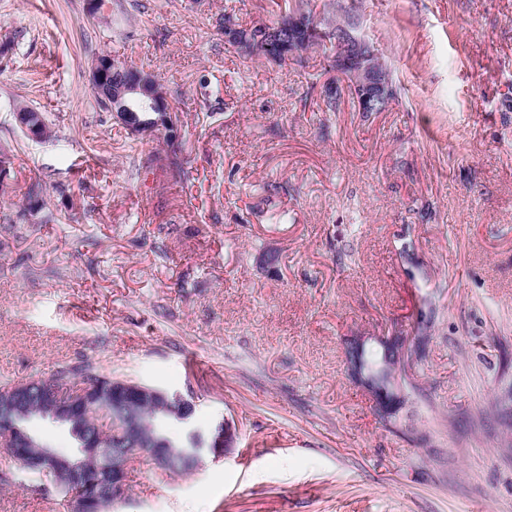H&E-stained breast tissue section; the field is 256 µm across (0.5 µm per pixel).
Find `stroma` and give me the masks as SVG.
<instances>
[{"instance_id": "1", "label": "stroma", "mask_w": 512, "mask_h": 512, "mask_svg": "<svg viewBox=\"0 0 512 512\" xmlns=\"http://www.w3.org/2000/svg\"><path fill=\"white\" fill-rule=\"evenodd\" d=\"M0 0V384L61 363L176 390L232 450L167 476L147 455L114 512H512V0H344L400 88L321 109L304 65L243 54L222 15L273 0ZM105 52L167 88L170 135L98 107ZM49 139L13 129L15 101ZM44 181L38 208L27 188ZM423 324L402 428L344 340ZM0 451V512H71ZM17 106H23V108L26 112H15L14 119L17 122V124L20 127H22L23 130L31 138L38 139V135L34 132L33 127L29 125V118H28L27 112H30L31 116L33 117L34 122L38 123V125H39L40 139H44L50 134L51 128L49 126L47 116H45L43 112H39V110H37L36 108H33L29 104H26L23 102L17 103L15 107H17ZM17 129L25 136H28L21 128L18 127Z\"/></svg>"}]
</instances>
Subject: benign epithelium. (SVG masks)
<instances>
[{"label": "benign epithelium", "instance_id": "benign-epithelium-1", "mask_svg": "<svg viewBox=\"0 0 512 512\" xmlns=\"http://www.w3.org/2000/svg\"><path fill=\"white\" fill-rule=\"evenodd\" d=\"M224 35L234 42L243 51L251 52L260 45L275 39H288V61L296 62L304 58L305 44L311 37H321L326 44L333 48L331 68L336 72V80L324 87L325 96L330 98L348 99L354 104L357 112H383L390 101L392 84L384 68L379 54L362 35L358 33V22L350 12L336 10V14L325 20L320 16L310 15L305 11L296 10L288 12V25L278 24L275 27H266L262 31L253 33L240 32L234 26L228 25ZM117 65L109 61L95 58L88 66L91 84L99 91L108 86L112 71ZM145 88L138 84L129 86L127 103L123 105L124 112L117 115L121 121L130 123L131 129L138 134H147L155 131V127L137 122L133 116L137 112H153L157 110V103L142 96ZM422 336H391L371 338L369 336H350L345 341V349L362 351L371 345L379 347H393L397 361L396 369L388 375L391 384V399L381 396V390L372 382L358 365L348 366L350 378L374 399L378 418L385 424L396 427L394 420L396 409L402 408L406 396L404 383L410 381L409 367L420 355L423 348ZM91 386L83 384L72 393L64 396L52 384H38L34 388L19 389L13 396V404L17 407L31 405L32 401L39 400L47 408L49 423L56 426L64 424L75 418V415L93 417L95 426L99 429L111 428L115 436L121 435L120 419L131 412L141 397V388L134 384H117L112 386V408H107L96 398L90 395ZM158 409L180 416L187 426H192L193 420L189 408L192 402L179 392H172L159 388L154 392ZM234 431L230 422L221 420L208 432L201 441L200 447L189 448L184 458L194 466L200 468L209 457L220 458L232 448ZM33 445V437L26 432H18L12 427L11 411L0 413V446L18 453L23 448ZM137 453H145L153 460L155 466L164 471L171 465V457L162 449L143 445L139 448H121L112 451V459L107 465L112 469V499L122 500L126 496V480L124 473L128 472L130 459ZM89 454V439L82 440V444L70 453L61 455L55 448L46 446L40 449V455L21 457L33 468H38L46 460L62 461L73 478L74 486L79 487L87 478L86 461Z\"/></svg>", "mask_w": 512, "mask_h": 512}]
</instances>
